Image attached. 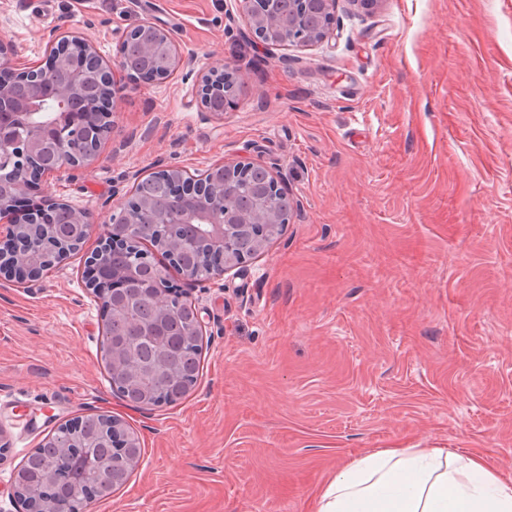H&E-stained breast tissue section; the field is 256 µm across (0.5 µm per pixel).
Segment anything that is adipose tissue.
<instances>
[{"label": "adipose tissue", "mask_w": 512, "mask_h": 512, "mask_svg": "<svg viewBox=\"0 0 512 512\" xmlns=\"http://www.w3.org/2000/svg\"><path fill=\"white\" fill-rule=\"evenodd\" d=\"M312 512H512V480L466 451L386 448L337 472Z\"/></svg>", "instance_id": "ef3b65f1"}]
</instances>
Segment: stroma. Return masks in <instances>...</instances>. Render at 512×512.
I'll return each mask as SVG.
<instances>
[{
  "instance_id": "obj_1",
  "label": "stroma",
  "mask_w": 512,
  "mask_h": 512,
  "mask_svg": "<svg viewBox=\"0 0 512 512\" xmlns=\"http://www.w3.org/2000/svg\"><path fill=\"white\" fill-rule=\"evenodd\" d=\"M146 21L171 32L182 69L120 76L97 159L41 185L86 211L90 237L48 274L0 280V512H22L23 456L93 413L144 453L92 512H308L382 448H466L512 479V0H338L335 39L284 51L238 37L235 0H0L19 69L67 31L116 63ZM205 62L238 71L220 121L191 96ZM243 154L302 207L245 275L169 270L201 309L203 370L177 403H129L83 277L116 191Z\"/></svg>"
}]
</instances>
